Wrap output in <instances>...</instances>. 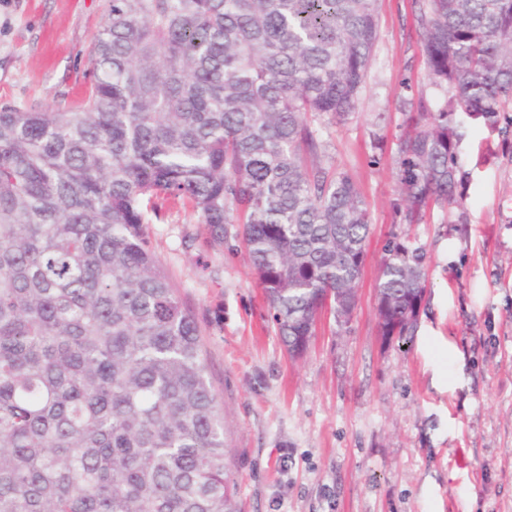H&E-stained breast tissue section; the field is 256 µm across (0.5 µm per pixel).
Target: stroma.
Listing matches in <instances>:
<instances>
[{"label":"stroma","instance_id":"stroma-1","mask_svg":"<svg viewBox=\"0 0 512 512\" xmlns=\"http://www.w3.org/2000/svg\"><path fill=\"white\" fill-rule=\"evenodd\" d=\"M106 0H0V101L68 108ZM380 39L355 110L320 126V161L347 172L372 233L346 328L322 316L289 354L228 225L208 238L167 201L150 246L194 315L224 413L239 512H512V103L497 127L462 118L460 206L403 221L395 143L411 102L447 98L424 63L412 0H380ZM422 249L410 341L382 347L374 286L390 239Z\"/></svg>","mask_w":512,"mask_h":512}]
</instances>
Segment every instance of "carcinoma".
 Wrapping results in <instances>:
<instances>
[{"label": "carcinoma", "mask_w": 512, "mask_h": 512, "mask_svg": "<svg viewBox=\"0 0 512 512\" xmlns=\"http://www.w3.org/2000/svg\"><path fill=\"white\" fill-rule=\"evenodd\" d=\"M443 104L396 142L403 214L458 204L461 114L512 100V0H413ZM377 0H108L79 109L0 102V512H235L193 314L151 250L157 200L236 237L285 346L357 301L371 233L313 122L355 109ZM376 293L413 335L424 255Z\"/></svg>", "instance_id": "cac0c4a2"}]
</instances>
